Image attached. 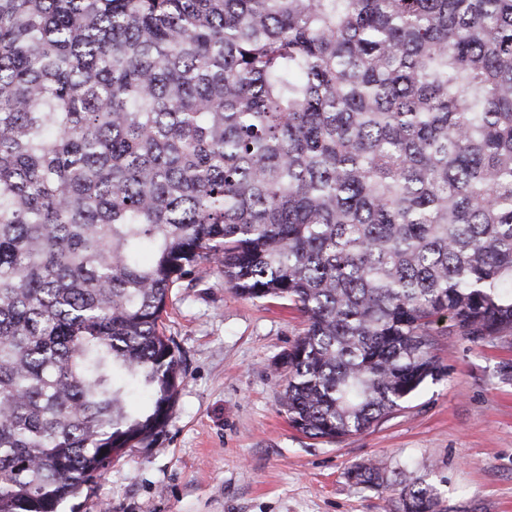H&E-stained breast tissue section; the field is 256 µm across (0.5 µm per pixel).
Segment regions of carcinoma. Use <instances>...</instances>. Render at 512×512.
Here are the masks:
<instances>
[{"label":"carcinoma","instance_id":"obj_1","mask_svg":"<svg viewBox=\"0 0 512 512\" xmlns=\"http://www.w3.org/2000/svg\"><path fill=\"white\" fill-rule=\"evenodd\" d=\"M212 266L305 316L281 407L327 442L443 375L433 325L511 332L512 0H0V512L154 440Z\"/></svg>","mask_w":512,"mask_h":512}]
</instances>
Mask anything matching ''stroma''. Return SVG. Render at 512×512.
<instances>
[{"instance_id":"35a3bbf8","label":"stroma","mask_w":512,"mask_h":512,"mask_svg":"<svg viewBox=\"0 0 512 512\" xmlns=\"http://www.w3.org/2000/svg\"><path fill=\"white\" fill-rule=\"evenodd\" d=\"M305 328L290 302L241 297L219 269L179 282L164 317L183 375L171 418L60 512H397L404 467L434 488L441 512H512V335L437 337L444 377L325 442L280 408L281 358ZM377 460L388 465L382 486L347 480V468Z\"/></svg>"}]
</instances>
